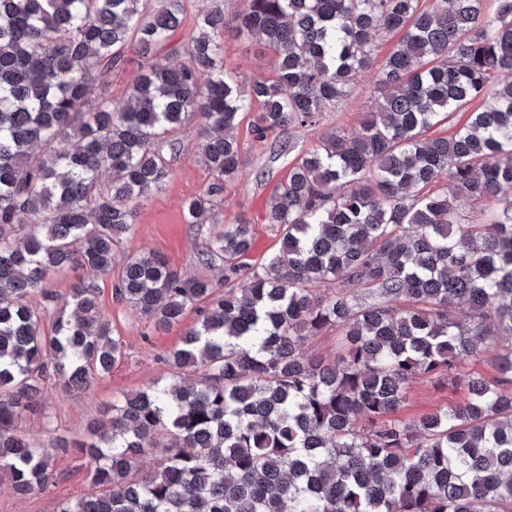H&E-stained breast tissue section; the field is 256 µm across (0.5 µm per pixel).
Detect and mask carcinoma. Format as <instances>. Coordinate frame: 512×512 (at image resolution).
Returning a JSON list of instances; mask_svg holds the SVG:
<instances>
[{"instance_id":"cac0c4a2","label":"carcinoma","mask_w":512,"mask_h":512,"mask_svg":"<svg viewBox=\"0 0 512 512\" xmlns=\"http://www.w3.org/2000/svg\"><path fill=\"white\" fill-rule=\"evenodd\" d=\"M183 2L0 0V491L48 490L73 448L98 492L58 512H512V0H242L231 32L217 7L179 40ZM227 35L271 50L276 79L242 87ZM129 45L140 74L113 102L91 76ZM365 78L375 109L270 196L277 254L245 267L250 224L209 228L198 260L224 263L222 292L156 253L122 260L116 297L156 332L183 328L172 376L113 401L81 440L32 441L22 422L49 380L88 390L124 358L96 279L165 188L172 134L199 121L210 179L183 216L206 224L245 164L234 131L253 104L263 142L316 125ZM463 203L480 207L467 222ZM65 269L85 276L63 296ZM330 330L334 357L303 352ZM485 352L492 376H458ZM416 380L463 398L393 418Z\"/></svg>"}]
</instances>
